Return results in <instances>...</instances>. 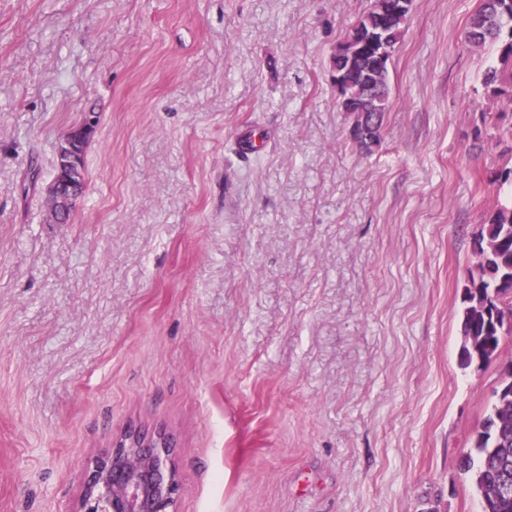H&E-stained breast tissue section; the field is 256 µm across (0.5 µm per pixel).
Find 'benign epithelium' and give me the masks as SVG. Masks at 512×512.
<instances>
[{"instance_id":"7a95c632","label":"benign epithelium","mask_w":512,"mask_h":512,"mask_svg":"<svg viewBox=\"0 0 512 512\" xmlns=\"http://www.w3.org/2000/svg\"><path fill=\"white\" fill-rule=\"evenodd\" d=\"M74 158L58 154L52 204L57 212L79 195L70 178ZM173 441L166 432L128 430L88 476L80 512H170L177 492L170 462Z\"/></svg>"}]
</instances>
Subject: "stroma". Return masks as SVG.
<instances>
[{"label": "stroma", "instance_id": "1", "mask_svg": "<svg viewBox=\"0 0 512 512\" xmlns=\"http://www.w3.org/2000/svg\"><path fill=\"white\" fill-rule=\"evenodd\" d=\"M480 4L413 0L368 152L331 57L370 0H0V512H77L130 428L172 436L174 512H481L512 332L461 367L460 308L512 98ZM74 158L60 153L57 160V173L54 178L52 204L55 211L63 213L64 207L73 204V200L79 195L75 183L69 177Z\"/></svg>", "mask_w": 512, "mask_h": 512}]
</instances>
